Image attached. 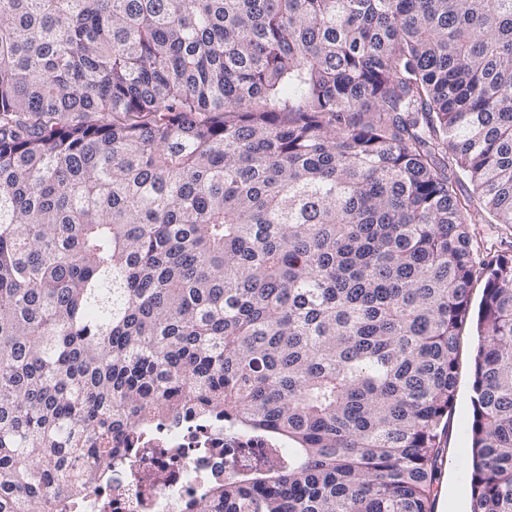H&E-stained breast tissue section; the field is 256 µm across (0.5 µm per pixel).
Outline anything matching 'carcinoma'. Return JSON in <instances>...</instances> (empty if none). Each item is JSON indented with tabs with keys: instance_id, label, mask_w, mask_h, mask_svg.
I'll list each match as a JSON object with an SVG mask.
<instances>
[{
	"instance_id": "obj_1",
	"label": "carcinoma",
	"mask_w": 512,
	"mask_h": 512,
	"mask_svg": "<svg viewBox=\"0 0 512 512\" xmlns=\"http://www.w3.org/2000/svg\"><path fill=\"white\" fill-rule=\"evenodd\" d=\"M467 181L471 199L460 198ZM512 0H0V512L168 417L288 442L187 512H512ZM469 230L474 250L512 257V225L471 224ZM459 357L457 368V399L449 413V434L444 438L442 464L434 512H470V484L460 463L471 453L470 428L473 419L472 398L474 381V357L478 336L475 325L466 323L458 337Z\"/></svg>"
}]
</instances>
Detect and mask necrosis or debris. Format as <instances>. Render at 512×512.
<instances>
[{
  "mask_svg": "<svg viewBox=\"0 0 512 512\" xmlns=\"http://www.w3.org/2000/svg\"><path fill=\"white\" fill-rule=\"evenodd\" d=\"M135 458H114L108 477L67 512H184L186 502L223 481L224 451L245 445L220 421L178 418L141 434Z\"/></svg>",
  "mask_w": 512,
  "mask_h": 512,
  "instance_id": "1",
  "label": "necrosis or debris"
}]
</instances>
